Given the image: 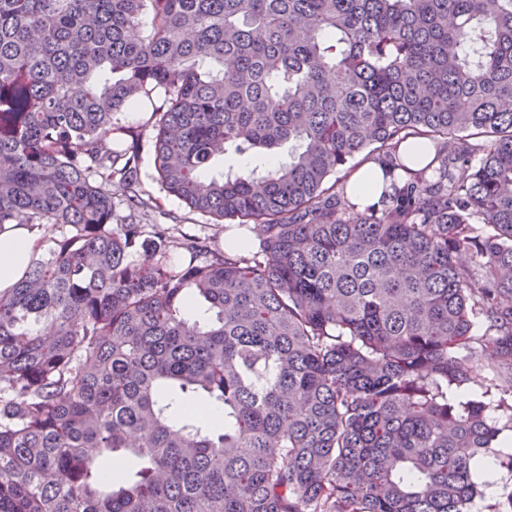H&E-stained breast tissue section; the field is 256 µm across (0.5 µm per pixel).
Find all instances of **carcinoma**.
Listing matches in <instances>:
<instances>
[{
	"label": "carcinoma",
	"mask_w": 512,
	"mask_h": 512,
	"mask_svg": "<svg viewBox=\"0 0 512 512\" xmlns=\"http://www.w3.org/2000/svg\"><path fill=\"white\" fill-rule=\"evenodd\" d=\"M155 93L163 190L257 242L136 220L115 115ZM361 153L396 175L362 212ZM17 220L65 232L0 292V512H469L486 457L512 471L448 400L477 318L512 376V0H0ZM266 159V152L260 150H252L247 154H239L234 147L227 146L224 152V158L221 157L215 162L211 172L213 174L222 173L224 171L240 172L243 170H251L254 167H261Z\"/></svg>",
	"instance_id": "cac0c4a2"
}]
</instances>
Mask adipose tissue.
Instances as JSON below:
<instances>
[{"label":"adipose tissue","mask_w":512,"mask_h":512,"mask_svg":"<svg viewBox=\"0 0 512 512\" xmlns=\"http://www.w3.org/2000/svg\"><path fill=\"white\" fill-rule=\"evenodd\" d=\"M355 187L351 200L358 209L375 205L386 184L384 166L364 163L349 180ZM43 232L28 224L13 223L0 230V291L8 290L24 277L30 262L42 252Z\"/></svg>","instance_id":"ef3b65f1"}]
</instances>
